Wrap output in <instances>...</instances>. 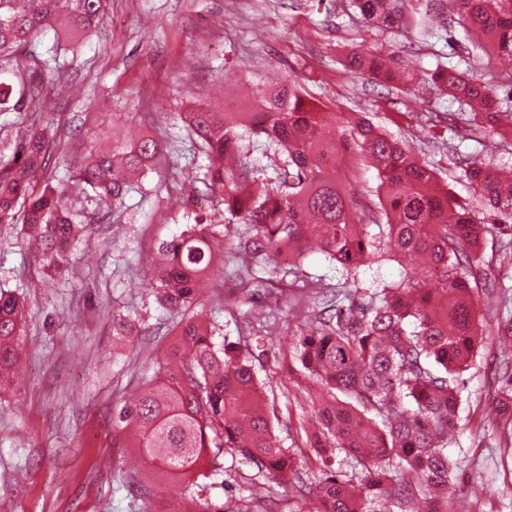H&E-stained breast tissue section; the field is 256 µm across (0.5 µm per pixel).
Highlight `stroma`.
I'll return each instance as SVG.
<instances>
[{"mask_svg":"<svg viewBox=\"0 0 512 512\" xmlns=\"http://www.w3.org/2000/svg\"><path fill=\"white\" fill-rule=\"evenodd\" d=\"M354 49L404 58L419 74L440 61L477 78L489 73L461 27H454L449 45L437 37L420 40L402 27L366 23L348 0H110L96 31L68 53L67 90L47 86L41 104L57 126L56 157H81L101 125L162 139L167 163L129 193L120 220L95 221L73 246L63 275L43 273L24 225L0 224V288L25 303L21 378L0 391V512H139L133 481L149 488L155 506L180 501L185 491L138 449L122 447L112 413L148 377L146 357L163 356L174 341L146 274L158 241L179 232L191 214L224 224L212 204L182 206L180 171L201 161L175 118L191 101L243 107L250 103L243 86L298 81L327 111L366 113L406 140L462 198L469 195L463 160L512 166V142L496 133L471 138L469 113L452 98L390 92L347 71L342 61ZM422 112H450L454 121H416ZM490 276L497 291L474 297L485 342L462 376L460 422L448 446L465 473L449 484L448 496L464 512H512V454L500 448L493 417L496 367L512 359V343L493 333L497 319L512 314V295L501 292L512 286V269L494 267ZM204 297L215 342L239 341L236 322L244 312L277 322L276 334L260 344L256 375L275 383L279 415L307 419L304 378L287 357L296 321L266 300L233 304L219 279ZM278 437L308 487L331 470L356 482L363 477L345 454L325 465L295 431ZM471 475L479 479V494L471 492ZM206 483L211 512H233L251 493L229 455L223 475Z\"/></svg>","mask_w":512,"mask_h":512,"instance_id":"stroma-1","label":"stroma"}]
</instances>
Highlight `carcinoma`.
Masks as SVG:
<instances>
[{
    "mask_svg": "<svg viewBox=\"0 0 512 512\" xmlns=\"http://www.w3.org/2000/svg\"><path fill=\"white\" fill-rule=\"evenodd\" d=\"M437 0L409 10L402 0H350L364 20L417 27L424 36L456 24L470 33L472 52L512 61V0ZM107 0H0V59L29 70L16 85L0 77V114L20 113L36 83L64 76L60 54L93 32ZM54 31L45 57L31 66L18 60ZM344 67L372 76L387 88L405 82L392 57L350 51ZM421 84L469 108L471 128H512V83L497 87L437 64ZM207 163L195 171L201 194L224 211V231L198 216L180 234L161 241L153 260L157 301L172 316L175 342L152 360L153 378L139 396L113 412L115 430H130V446L165 476L188 482L191 512H209L199 478L224 471V456L240 457L254 479H284L293 455L276 430L292 419L270 404L273 387L259 383L254 354L237 342L218 344L201 315L197 284L224 276L231 265L246 284L264 268L294 276L290 306L313 302L293 338V358L314 381L311 412L318 423L305 444L326 462L343 452L362 467L355 490L332 474L316 489V512H373L391 497L397 512H458L436 489L457 478L460 462L448 455L458 423L461 375L480 345L473 296L488 286L480 267L487 235L498 237L496 262L512 267V182L496 169L466 162L472 190L462 199L403 143L366 118L345 117L312 101L300 84L257 89L248 112H216L203 103L178 113ZM52 120L26 129L12 155L0 157V224L23 223L44 267L64 272L67 251L87 232L84 206L59 209V197L81 187L84 198L109 212L123 204L143 178L165 161L164 143L152 136L99 148L68 165L69 179L47 178L53 160ZM268 160L259 166L254 153ZM376 169L374 198L347 187L359 166ZM46 176L43 187L35 179ZM484 206V217L475 205ZM315 236L339 277L326 284L302 272L304 243ZM423 258L426 280L401 279L361 288L360 269L379 260ZM24 303L0 289V379L19 363ZM498 390L503 447H512V362L502 366Z\"/></svg>",
    "mask_w": 512,
    "mask_h": 512,
    "instance_id": "cac0c4a2",
    "label": "carcinoma"
}]
</instances>
